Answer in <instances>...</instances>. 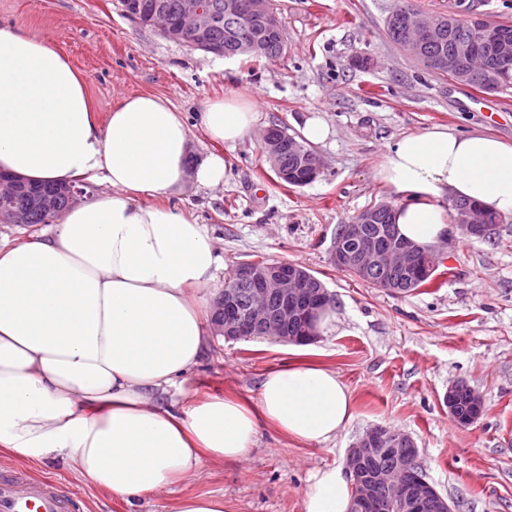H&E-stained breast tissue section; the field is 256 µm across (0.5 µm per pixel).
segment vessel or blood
I'll return each instance as SVG.
<instances>
[{"instance_id": "1", "label": "vessel or blood", "mask_w": 512, "mask_h": 512, "mask_svg": "<svg viewBox=\"0 0 512 512\" xmlns=\"http://www.w3.org/2000/svg\"><path fill=\"white\" fill-rule=\"evenodd\" d=\"M73 502L54 482L31 477L0 480V512H71Z\"/></svg>"}]
</instances>
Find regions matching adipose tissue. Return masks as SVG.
I'll return each instance as SVG.
<instances>
[{"label":"adipose tissue","mask_w":512,"mask_h":512,"mask_svg":"<svg viewBox=\"0 0 512 512\" xmlns=\"http://www.w3.org/2000/svg\"><path fill=\"white\" fill-rule=\"evenodd\" d=\"M259 105L240 93L206 104L212 141L237 145ZM189 126L166 97L127 95L99 123L87 79L50 41L0 24V170L29 181L89 182L98 193L48 231L0 244V457L62 458L126 504L247 458L269 424L323 444L353 419L332 369L297 360L263 377L255 403L189 396L184 377L212 335L204 312L222 258L207 230L153 196L224 182L223 157L192 155ZM373 178L403 197L401 236L448 234L449 197L512 217V143L434 125L388 144ZM352 475L315 471L305 512H349Z\"/></svg>","instance_id":"adipose-tissue-1"}]
</instances>
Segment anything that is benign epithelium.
Instances as JSON below:
<instances>
[{"label":"benign epithelium","instance_id":"1","mask_svg":"<svg viewBox=\"0 0 512 512\" xmlns=\"http://www.w3.org/2000/svg\"><path fill=\"white\" fill-rule=\"evenodd\" d=\"M225 9L229 14L239 15L250 21L277 30H283L278 16L268 7V0H225ZM410 23L407 48L412 53L437 35V28L430 15L412 11L407 14ZM209 18L204 13L201 0H184L183 14L178 27L159 26L157 30L166 38L191 48H199L224 55V50L205 43ZM441 64L448 67L452 79L464 83L475 70L483 72L490 81L500 71L512 69V45L504 41L499 45L497 58L493 62L473 61L464 63L462 58L450 55L442 59ZM20 182L0 176V209L19 193ZM453 208V225L467 237L482 238L494 230V226L484 223L485 217L470 206H462L455 199H448ZM372 214L360 212L336 235L333 248V262L337 268L347 271L407 267L419 274L428 271L437 255L434 247H421L411 242L397 241L389 246L367 242L359 248L354 243L363 238L365 224ZM238 279L253 285V300L250 308L242 312L234 303V289L225 283L224 290L214 303L215 313L221 318L222 333L226 340H238L264 336L288 341L283 335L282 325L288 320L303 316L310 323L305 340L315 341L318 310L325 305L327 295L312 302L313 289L309 288L308 273L286 262L268 264L258 268L250 262L239 265L236 271ZM404 445L411 451L401 458L399 466L378 474L377 479L390 486L392 490L391 512H453V507L428 482L426 476L417 478V486L410 488L406 475L419 465L418 448L413 438L387 425H376L360 437L349 448L346 456V468L356 473V460L364 452L373 448L398 449ZM357 494L351 512H378L380 506L372 501L370 485L356 479Z\"/></svg>","mask_w":512,"mask_h":512}]
</instances>
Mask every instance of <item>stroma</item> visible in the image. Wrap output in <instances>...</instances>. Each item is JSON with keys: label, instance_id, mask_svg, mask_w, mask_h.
I'll return each instance as SVG.
<instances>
[{"label": "stroma", "instance_id": "35a3bbf8", "mask_svg": "<svg viewBox=\"0 0 512 512\" xmlns=\"http://www.w3.org/2000/svg\"><path fill=\"white\" fill-rule=\"evenodd\" d=\"M287 48L274 62L225 59L165 40L126 18L119 0H0V22L47 38L88 81L98 121L125 95L167 97L184 113L195 154H222L224 183L186 185L179 202L206 226L235 266L268 258L299 264L334 296L336 319L314 344L318 360L351 390L353 420L323 445L262 428L247 459L199 474L128 506L99 494L62 460L0 461V476L57 481L74 512H176L185 495H223L228 512H304L310 475L344 465L351 445L377 424L411 435L427 480L455 512H512V217L495 242L450 230L439 288L393 296L332 262L339 225L400 195L373 179L388 143L443 124L512 142V90L487 93L420 67L393 44L385 17L394 0H277ZM371 58L368 68L356 58ZM230 93L259 101L257 131L234 148L212 143L198 122L209 101ZM331 128L316 150L322 174L303 187L277 184L258 136L274 121L298 135L305 118ZM289 346L265 338L213 337L184 388L203 397L255 401L262 377L287 362ZM464 380L483 396L475 423L458 425L444 395Z\"/></svg>", "mask_w": 512, "mask_h": 512}]
</instances>
